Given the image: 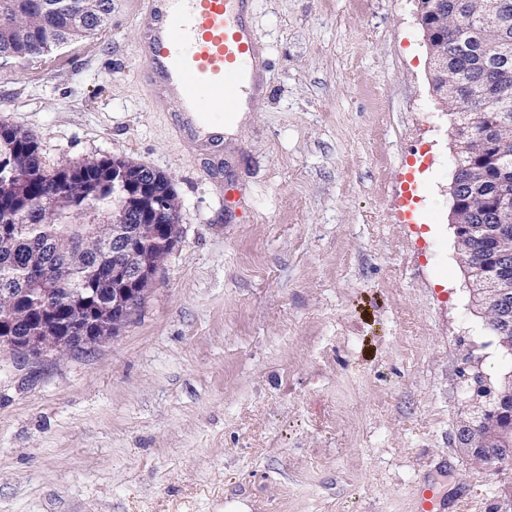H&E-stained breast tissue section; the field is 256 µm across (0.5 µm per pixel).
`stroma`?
<instances>
[{
	"label": "stroma",
	"instance_id": "1",
	"mask_svg": "<svg viewBox=\"0 0 512 512\" xmlns=\"http://www.w3.org/2000/svg\"><path fill=\"white\" fill-rule=\"evenodd\" d=\"M0 68V125L48 168L162 171L181 237L142 308L84 351H0V512H512L459 447L472 376L512 370L451 222L453 120L417 0H257L268 91L224 168L141 76L140 0Z\"/></svg>",
	"mask_w": 512,
	"mask_h": 512
}]
</instances>
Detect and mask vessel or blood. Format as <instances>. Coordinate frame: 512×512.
<instances>
[{"label":"vessel or blood","instance_id":"1","mask_svg":"<svg viewBox=\"0 0 512 512\" xmlns=\"http://www.w3.org/2000/svg\"><path fill=\"white\" fill-rule=\"evenodd\" d=\"M142 73L155 101L175 109L174 132L190 149L215 153L224 128L265 92L266 45L254 0H141Z\"/></svg>","mask_w":512,"mask_h":512}]
</instances>
